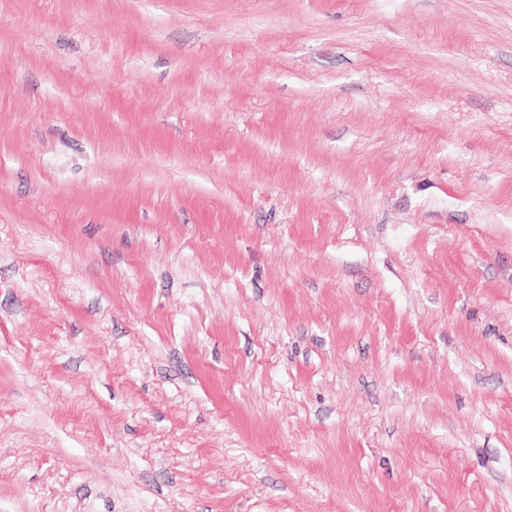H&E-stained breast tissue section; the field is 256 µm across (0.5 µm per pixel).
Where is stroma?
<instances>
[{
	"mask_svg": "<svg viewBox=\"0 0 512 512\" xmlns=\"http://www.w3.org/2000/svg\"><path fill=\"white\" fill-rule=\"evenodd\" d=\"M0 512H512V0H0Z\"/></svg>",
	"mask_w": 512,
	"mask_h": 512,
	"instance_id": "35a3bbf8",
	"label": "stroma"
}]
</instances>
